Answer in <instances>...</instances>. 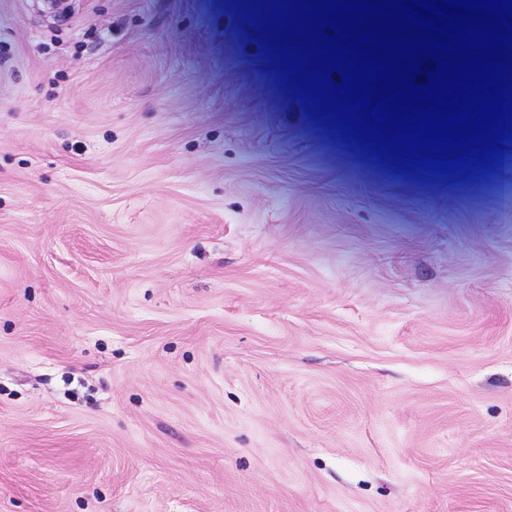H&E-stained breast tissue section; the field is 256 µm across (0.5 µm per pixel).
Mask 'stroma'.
Segmentation results:
<instances>
[{"mask_svg":"<svg viewBox=\"0 0 512 512\" xmlns=\"http://www.w3.org/2000/svg\"><path fill=\"white\" fill-rule=\"evenodd\" d=\"M234 0H0V512H512V155L391 174Z\"/></svg>","mask_w":512,"mask_h":512,"instance_id":"1","label":"stroma"}]
</instances>
